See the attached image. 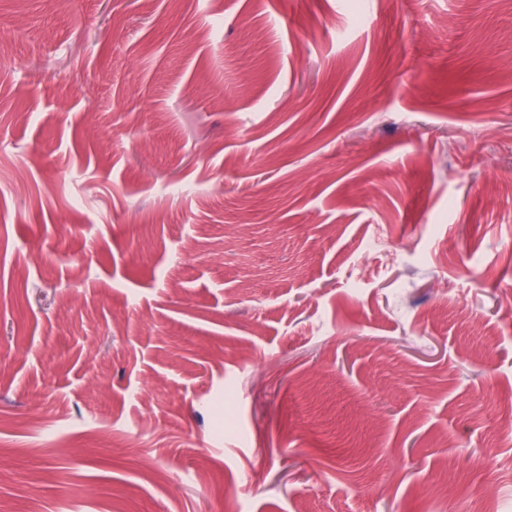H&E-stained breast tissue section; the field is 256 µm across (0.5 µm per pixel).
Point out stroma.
<instances>
[{"instance_id":"stroma-1","label":"stroma","mask_w":512,"mask_h":512,"mask_svg":"<svg viewBox=\"0 0 512 512\" xmlns=\"http://www.w3.org/2000/svg\"><path fill=\"white\" fill-rule=\"evenodd\" d=\"M0 512H512V0H0Z\"/></svg>"}]
</instances>
